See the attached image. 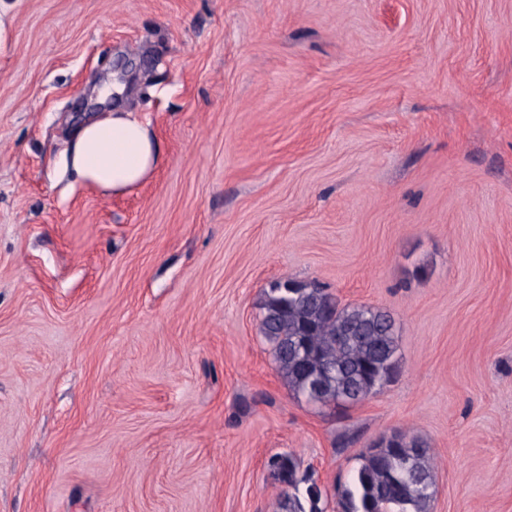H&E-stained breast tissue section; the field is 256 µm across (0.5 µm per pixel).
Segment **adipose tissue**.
Returning a JSON list of instances; mask_svg holds the SVG:
<instances>
[{
    "label": "adipose tissue",
    "instance_id": "adipose-tissue-1",
    "mask_svg": "<svg viewBox=\"0 0 512 512\" xmlns=\"http://www.w3.org/2000/svg\"><path fill=\"white\" fill-rule=\"evenodd\" d=\"M161 160L149 124L118 108L78 125L61 164L75 182L104 194H121L144 183Z\"/></svg>",
    "mask_w": 512,
    "mask_h": 512
}]
</instances>
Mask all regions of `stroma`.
<instances>
[{
    "instance_id": "obj_1",
    "label": "stroma",
    "mask_w": 512,
    "mask_h": 512,
    "mask_svg": "<svg viewBox=\"0 0 512 512\" xmlns=\"http://www.w3.org/2000/svg\"><path fill=\"white\" fill-rule=\"evenodd\" d=\"M0 54V512H278L396 430L432 512H512V0H11ZM162 162L64 175L116 80ZM389 310L397 378L293 395L269 282ZM270 473L285 488H281L280 509L283 512H325L326 490L307 474L300 473V463L292 454L272 456Z\"/></svg>"
}]
</instances>
